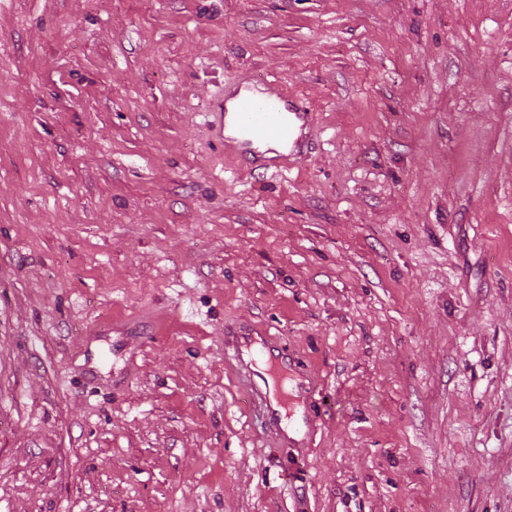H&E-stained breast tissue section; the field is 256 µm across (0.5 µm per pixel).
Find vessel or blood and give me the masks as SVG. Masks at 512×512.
<instances>
[{"mask_svg": "<svg viewBox=\"0 0 512 512\" xmlns=\"http://www.w3.org/2000/svg\"><path fill=\"white\" fill-rule=\"evenodd\" d=\"M233 100L230 131L224 142L235 146L244 164L254 169L266 167L262 151L266 145L276 144L287 155H298L315 124L314 112L271 80L238 87ZM233 349L249 377L252 393L261 401L268 425L307 436L312 430L309 414L295 418L290 411L292 404H305L314 396L311 381L297 377L287 354L274 351L264 338H242Z\"/></svg>", "mask_w": 512, "mask_h": 512, "instance_id": "vessel-or-blood-1", "label": "vessel or blood"}]
</instances>
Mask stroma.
Segmentation results:
<instances>
[{"label": "stroma", "mask_w": 512, "mask_h": 512, "mask_svg": "<svg viewBox=\"0 0 512 512\" xmlns=\"http://www.w3.org/2000/svg\"><path fill=\"white\" fill-rule=\"evenodd\" d=\"M0 512H512V0H0ZM231 99V133L224 134V146L233 144L244 164L252 169L266 168L264 155L269 152L276 153L288 167V156L301 152L306 135L314 128V112L283 85L271 80L240 86ZM270 144L279 145L286 153L271 147L260 150ZM233 349L248 374L252 394L260 398L268 425L284 434L286 428L288 433L301 437L296 440L288 435L289 441L304 440L312 430V419L306 411L293 419L290 411L292 401L301 407L313 398L315 389L311 381L297 377L288 354L274 351L265 338L244 337L233 344Z\"/></svg>", "instance_id": "35a3bbf8"}]
</instances>
